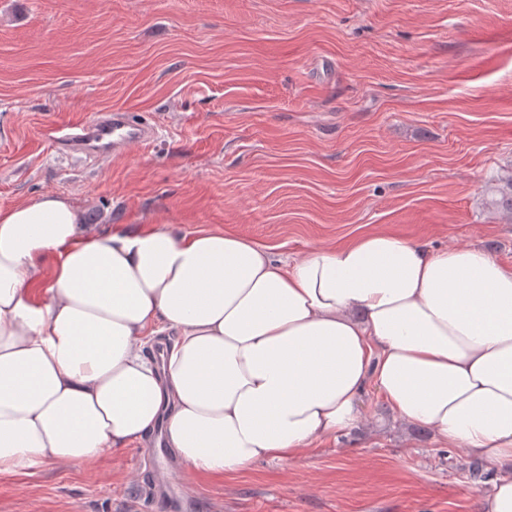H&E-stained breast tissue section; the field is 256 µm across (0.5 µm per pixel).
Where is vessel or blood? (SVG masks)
Segmentation results:
<instances>
[{"label":"vessel or blood","instance_id":"b4317fda","mask_svg":"<svg viewBox=\"0 0 512 512\" xmlns=\"http://www.w3.org/2000/svg\"><path fill=\"white\" fill-rule=\"evenodd\" d=\"M158 134L156 122L130 112H100L89 121L54 128L53 137L72 155L103 156L130 144L151 143Z\"/></svg>","mask_w":512,"mask_h":512}]
</instances>
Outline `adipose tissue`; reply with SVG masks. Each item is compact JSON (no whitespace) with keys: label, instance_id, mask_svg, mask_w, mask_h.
<instances>
[{"label":"adipose tissue","instance_id":"ef3b65f1","mask_svg":"<svg viewBox=\"0 0 512 512\" xmlns=\"http://www.w3.org/2000/svg\"><path fill=\"white\" fill-rule=\"evenodd\" d=\"M369 384L402 422L512 464V267L384 230L288 261L166 222L92 230L60 195L0 208V472L163 421L187 469L221 476L348 428Z\"/></svg>","mask_w":512,"mask_h":512}]
</instances>
